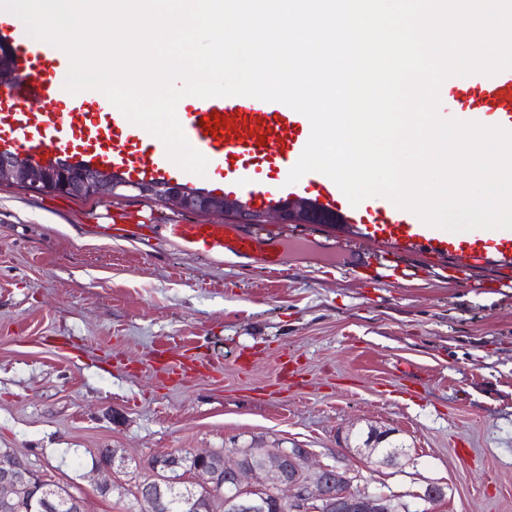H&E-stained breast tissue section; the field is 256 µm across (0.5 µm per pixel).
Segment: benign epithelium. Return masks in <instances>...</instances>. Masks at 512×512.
Returning a JSON list of instances; mask_svg holds the SVG:
<instances>
[{
  "label": "benign epithelium",
  "mask_w": 512,
  "mask_h": 512,
  "mask_svg": "<svg viewBox=\"0 0 512 512\" xmlns=\"http://www.w3.org/2000/svg\"><path fill=\"white\" fill-rule=\"evenodd\" d=\"M11 182L72 195L108 199L126 191L151 197L178 209L190 211L244 210L242 202L222 196H208L179 186L151 182H124L119 173L89 171L71 161H35L17 153H0V183ZM391 432L371 430L363 441L367 457L379 455V444L389 441ZM191 457L196 466L190 470L193 481L168 482L165 472L181 468V460ZM307 448H264L261 470L241 466L239 458H214L211 452L167 451L150 458L152 477L141 483L136 498L148 512H173L177 496L195 498V488L224 486L225 512H265L267 497L282 503L287 512H399L393 495L370 494L352 490L350 472L334 465L309 464ZM25 488L38 512H58L65 506L70 512H85L82 498L70 494L59 501L56 487L31 465L17 456L0 464V512H9L14 493Z\"/></svg>",
  "instance_id": "benign-epithelium-1"
}]
</instances>
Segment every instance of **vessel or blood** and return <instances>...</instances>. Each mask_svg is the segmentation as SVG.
<instances>
[{
    "instance_id": "vessel-or-blood-1",
    "label": "vessel or blood",
    "mask_w": 512,
    "mask_h": 512,
    "mask_svg": "<svg viewBox=\"0 0 512 512\" xmlns=\"http://www.w3.org/2000/svg\"><path fill=\"white\" fill-rule=\"evenodd\" d=\"M0 43L13 47L9 59L18 79L0 94V152L25 150L40 156L53 152L91 169L116 170L128 178L164 182L173 163L163 142L131 123L107 97L87 92L70 94L57 76L63 53L30 38L25 25L0 14ZM462 102L466 119L488 121L512 129V68L495 75L473 74ZM225 126L206 132L202 122L213 114ZM177 118L208 167L224 178V192L267 206L307 199L313 221L360 225L364 235L380 237L406 248L455 253L482 264L489 258L512 262V229H488L489 248L465 244L459 233L423 223L393 203L347 204L343 192L326 175L309 172L289 183L311 134L306 116L281 102L247 96L210 97ZM115 235L167 233L185 252L246 257L259 251L261 240L243 224L113 225Z\"/></svg>"
}]
</instances>
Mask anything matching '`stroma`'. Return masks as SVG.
Wrapping results in <instances>:
<instances>
[{"label":"stroma","mask_w":512,"mask_h":512,"mask_svg":"<svg viewBox=\"0 0 512 512\" xmlns=\"http://www.w3.org/2000/svg\"><path fill=\"white\" fill-rule=\"evenodd\" d=\"M225 221L0 183V448L86 512H141L146 460L177 448H307L409 512H512V263L274 220L272 276L110 230ZM373 428L407 456L358 454ZM101 448L125 467L97 469Z\"/></svg>","instance_id":"1"}]
</instances>
